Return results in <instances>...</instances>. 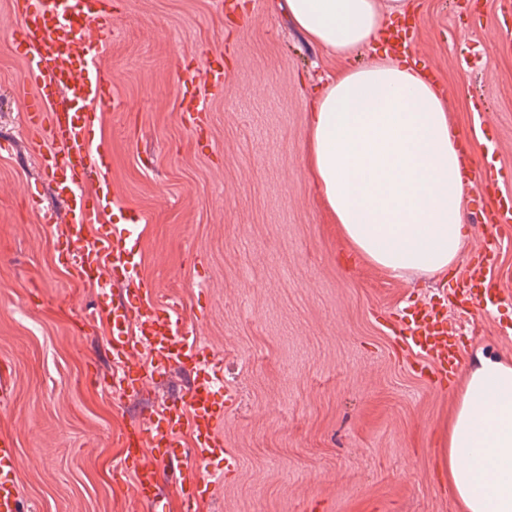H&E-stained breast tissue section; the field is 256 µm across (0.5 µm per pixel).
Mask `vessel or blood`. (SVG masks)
Listing matches in <instances>:
<instances>
[{
  "label": "vessel or blood",
  "mask_w": 512,
  "mask_h": 512,
  "mask_svg": "<svg viewBox=\"0 0 512 512\" xmlns=\"http://www.w3.org/2000/svg\"><path fill=\"white\" fill-rule=\"evenodd\" d=\"M17 21L11 31L15 54L27 61L31 78L19 90L28 98L25 121L35 134L37 157L55 195L66 206L68 234L59 258L85 282L126 287L128 302L96 308L94 321L112 338L115 370L112 382L123 393L139 386V348H146L154 373L194 367L193 384L180 397L155 406L141 423L122 435L125 454L120 470L132 476L138 499L153 512H167L168 502L158 481L160 464H176L177 492L182 502L209 501L216 484L209 472L214 461L225 469L237 459L222 433L224 416L213 394L224 385L221 363L207 358L190 342L182 316L159 308L150 297L133 259L130 244L141 222L110 220L116 187L105 177L106 151L95 145L99 106L111 102L112 81L98 61L103 36L115 24L112 0H12ZM485 216L493 224H512V196L498 194ZM96 235H89V228ZM497 260L495 246H485L471 262L467 275L453 290L471 315H481L489 303L490 271ZM394 331L408 351L429 366L439 380L461 370L456 328L443 310L414 304L402 310ZM190 444H183L182 434ZM155 452L144 461L145 449ZM17 452L13 441L0 438V512H24L15 482Z\"/></svg>",
  "instance_id": "obj_1"
}]
</instances>
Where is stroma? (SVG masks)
<instances>
[{
    "instance_id": "35a3bbf8",
    "label": "stroma",
    "mask_w": 512,
    "mask_h": 512,
    "mask_svg": "<svg viewBox=\"0 0 512 512\" xmlns=\"http://www.w3.org/2000/svg\"><path fill=\"white\" fill-rule=\"evenodd\" d=\"M285 0H117L101 65L115 102L98 137L119 189L113 223L142 217L134 256L159 304H180L187 330L224 369V437L238 467L198 512H459L438 467L447 390L413 370L388 313L445 304L463 329L465 363L512 360V229L481 222L467 191L470 237L448 272L390 277L355 253L304 161L308 105L327 77L374 62L308 42ZM394 18L422 71L448 91V119L477 165L512 195V0H412ZM16 18L0 0V437L18 450L28 512H149L120 475L121 430L176 394L185 378L147 379L121 397L111 338L90 309L120 302L58 260L60 204L36 162L17 89L26 63L10 48ZM221 66L224 82L195 76ZM199 95L201 127L184 109ZM498 244L500 310L470 335L450 285ZM236 396L225 406L226 392Z\"/></svg>"
}]
</instances>
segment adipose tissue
<instances>
[{
    "label": "adipose tissue",
    "mask_w": 512,
    "mask_h": 512,
    "mask_svg": "<svg viewBox=\"0 0 512 512\" xmlns=\"http://www.w3.org/2000/svg\"><path fill=\"white\" fill-rule=\"evenodd\" d=\"M309 41L343 56L375 45L407 0H286ZM307 167L353 251L395 278L446 273L467 240L459 137L446 96L384 55L340 71L311 103ZM439 465L462 512H512V364L465 375Z\"/></svg>",
    "instance_id": "obj_1"
}]
</instances>
